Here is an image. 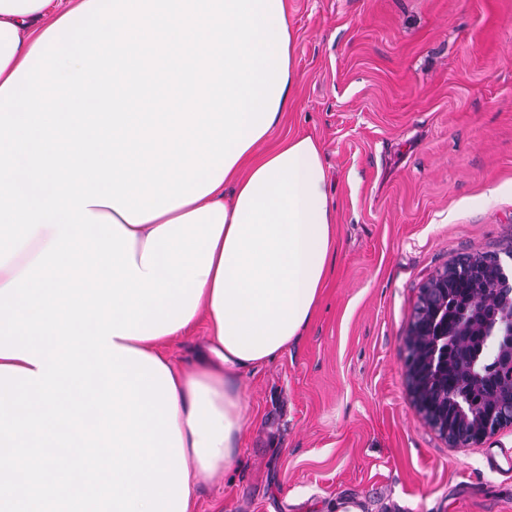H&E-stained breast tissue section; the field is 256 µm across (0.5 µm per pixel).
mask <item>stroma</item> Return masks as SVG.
Listing matches in <instances>:
<instances>
[{"label":"stroma","instance_id":"35a3bbf8","mask_svg":"<svg viewBox=\"0 0 512 512\" xmlns=\"http://www.w3.org/2000/svg\"><path fill=\"white\" fill-rule=\"evenodd\" d=\"M336 258L298 342L243 377V464L198 512H512V425L449 446L403 378L421 289L512 253V0H286Z\"/></svg>","mask_w":512,"mask_h":512}]
</instances>
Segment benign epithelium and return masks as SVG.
Wrapping results in <instances>:
<instances>
[{"mask_svg": "<svg viewBox=\"0 0 512 512\" xmlns=\"http://www.w3.org/2000/svg\"><path fill=\"white\" fill-rule=\"evenodd\" d=\"M470 276L491 275V285L472 291L468 305L448 319V284L458 280L459 268L444 270L430 280L424 307L429 317L413 320L407 341L415 349L405 361V381L418 413L442 438L454 444L448 427L462 429L469 444L479 445L501 427L507 417L479 414L471 392L494 373L504 382L498 400L512 405V266L498 260L488 266L467 262ZM461 362L454 388L457 419L448 424V353Z\"/></svg>", "mask_w": 512, "mask_h": 512, "instance_id": "obj_1", "label": "benign epithelium"}]
</instances>
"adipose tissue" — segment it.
Instances as JSON below:
<instances>
[{
	"mask_svg": "<svg viewBox=\"0 0 512 512\" xmlns=\"http://www.w3.org/2000/svg\"><path fill=\"white\" fill-rule=\"evenodd\" d=\"M95 0H0V85L23 63L47 30L43 18H62ZM213 192L147 222L128 225L134 259H141L154 229L202 207L225 215L223 231L197 307L187 326L205 323V340L191 365L168 356L169 335L113 343L154 358L171 380L175 426L182 438L188 486L186 512H196L200 485L224 477L240 463L247 422L241 376L296 342L316 309L336 250V225L325 192L323 154L309 135L261 150L252 144L231 159ZM57 236L39 227L0 266V289Z\"/></svg>",
	"mask_w": 512,
	"mask_h": 512,
	"instance_id": "ef3b65f1",
	"label": "adipose tissue"
}]
</instances>
